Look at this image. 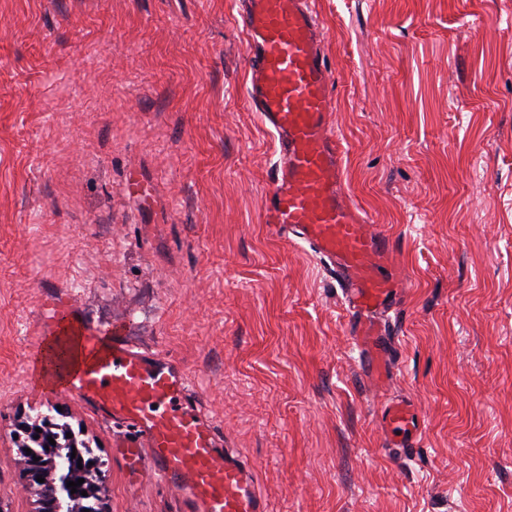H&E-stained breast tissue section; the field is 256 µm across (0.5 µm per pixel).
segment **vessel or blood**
Here are the masks:
<instances>
[{
    "label": "vessel or blood",
    "instance_id": "vessel-or-blood-1",
    "mask_svg": "<svg viewBox=\"0 0 512 512\" xmlns=\"http://www.w3.org/2000/svg\"><path fill=\"white\" fill-rule=\"evenodd\" d=\"M247 34V97L277 141L264 217L282 241L306 243L344 296L365 376L382 381L395 353L390 314L402 297L396 242L370 223L342 187L340 143L330 123L335 78L310 0H241ZM58 387L97 414L126 425L121 446L132 464L176 486L191 512H268L249 466L224 451L215 422L192 397L193 381L175 360L131 345L121 328L87 322L69 299L49 301L31 343L47 337ZM391 447H417L413 405L380 410Z\"/></svg>",
    "mask_w": 512,
    "mask_h": 512
}]
</instances>
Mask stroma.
I'll return each mask as SVG.
<instances>
[{
  "label": "stroma",
  "instance_id": "stroma-1",
  "mask_svg": "<svg viewBox=\"0 0 512 512\" xmlns=\"http://www.w3.org/2000/svg\"><path fill=\"white\" fill-rule=\"evenodd\" d=\"M239 0H0V512L12 434L61 406L111 512H187L126 429L34 384L51 298L190 374L269 512H512V0H315L349 199L397 241V360L374 392L343 296L264 222L275 139ZM404 397L419 445L386 446Z\"/></svg>",
  "mask_w": 512,
  "mask_h": 512
}]
</instances>
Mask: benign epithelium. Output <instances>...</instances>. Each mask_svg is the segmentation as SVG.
I'll use <instances>...</instances> for the list:
<instances>
[{
  "mask_svg": "<svg viewBox=\"0 0 512 512\" xmlns=\"http://www.w3.org/2000/svg\"><path fill=\"white\" fill-rule=\"evenodd\" d=\"M62 427L71 432L74 443H79L78 437L83 435V431L74 433L68 424L54 422L48 415L28 416L19 423V452L25 476L37 496L35 512H73L75 501L86 503L90 512H106L103 495L105 475L101 460L90 455L82 458L81 466H76L70 449L49 443L48 437L58 439L56 431ZM38 428L42 433L36 432ZM28 448L31 449L29 453L26 452ZM39 476L44 478V482L37 481ZM80 478L84 483L77 487V492H71L67 482ZM83 491L87 495H81Z\"/></svg>",
  "mask_w": 512,
  "mask_h": 512,
  "instance_id": "benign-epithelium-1",
  "label": "benign epithelium"
}]
</instances>
